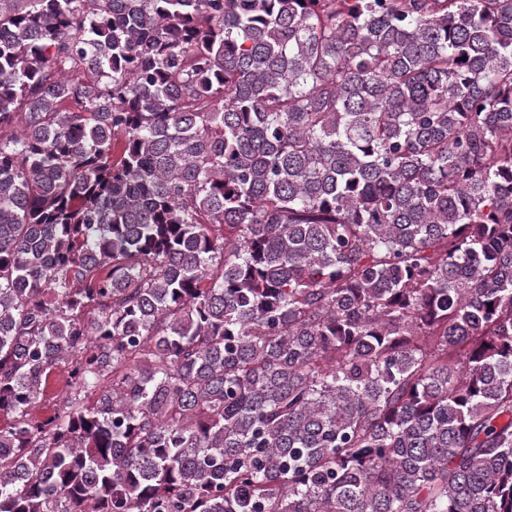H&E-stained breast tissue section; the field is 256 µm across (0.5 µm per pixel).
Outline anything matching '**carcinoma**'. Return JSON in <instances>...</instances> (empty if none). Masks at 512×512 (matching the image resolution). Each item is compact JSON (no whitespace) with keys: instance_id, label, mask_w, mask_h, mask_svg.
<instances>
[{"instance_id":"1","label":"carcinoma","mask_w":512,"mask_h":512,"mask_svg":"<svg viewBox=\"0 0 512 512\" xmlns=\"http://www.w3.org/2000/svg\"><path fill=\"white\" fill-rule=\"evenodd\" d=\"M14 2L0 512H512V0Z\"/></svg>"}]
</instances>
